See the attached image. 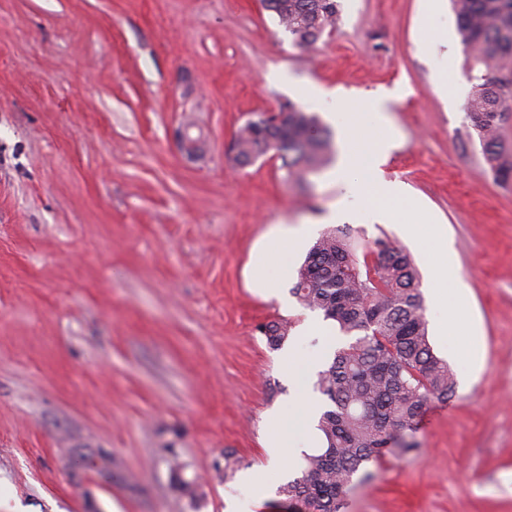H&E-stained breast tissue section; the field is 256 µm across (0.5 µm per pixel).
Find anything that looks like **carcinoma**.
I'll list each match as a JSON object with an SVG mask.
<instances>
[{"label":"carcinoma","instance_id":"carcinoma-1","mask_svg":"<svg viewBox=\"0 0 512 512\" xmlns=\"http://www.w3.org/2000/svg\"><path fill=\"white\" fill-rule=\"evenodd\" d=\"M293 41L314 45L331 30L338 0H269ZM457 33L472 83L465 109L478 133L489 169L503 182L512 178V144L499 133L512 112V87L498 78L512 76V0H451ZM232 161L251 164L271 150L286 176L298 181L330 162L334 145L319 117L292 104L279 125L254 120L233 140ZM292 293L308 309L334 322L347 342L317 374L315 389L325 398L317 429L321 447L303 454L297 475L278 489L305 512H339L354 475L387 455H405L428 403L455 393L448 363L428 340L419 274L411 255L391 241L358 244L347 226L322 232L297 270ZM288 319L258 326L277 349L289 338Z\"/></svg>","mask_w":512,"mask_h":512}]
</instances>
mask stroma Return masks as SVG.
I'll return each instance as SVG.
<instances>
[{
  "label": "stroma",
  "mask_w": 512,
  "mask_h": 512,
  "mask_svg": "<svg viewBox=\"0 0 512 512\" xmlns=\"http://www.w3.org/2000/svg\"><path fill=\"white\" fill-rule=\"evenodd\" d=\"M339 3L332 36L301 47L260 0H0V512H287L261 490L284 350L325 361L346 339L292 295L303 255L277 298L246 265L277 225L321 233L340 202L356 239L411 254L456 383L416 450L368 464L340 512H512V181L465 110L450 0ZM396 88L379 177L406 195L229 159L242 124L290 103L334 132L358 109L354 137L373 140L374 98ZM414 207L430 221L407 238ZM441 293L467 297L456 329ZM277 318L293 322L282 349L257 330Z\"/></svg>",
  "instance_id": "1"
}]
</instances>
